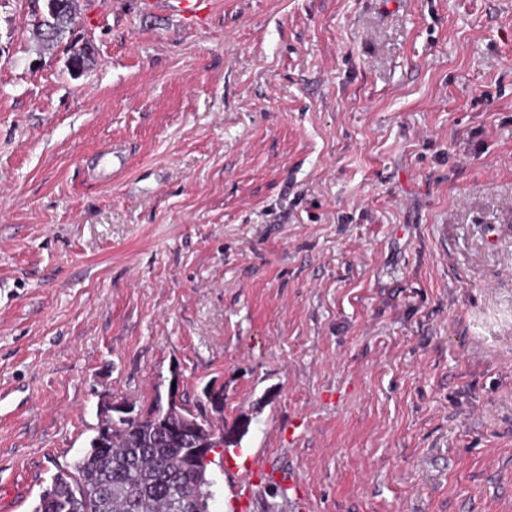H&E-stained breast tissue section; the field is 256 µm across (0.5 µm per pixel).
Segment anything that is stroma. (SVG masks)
<instances>
[{
  "label": "stroma",
  "instance_id": "stroma-1",
  "mask_svg": "<svg viewBox=\"0 0 512 512\" xmlns=\"http://www.w3.org/2000/svg\"><path fill=\"white\" fill-rule=\"evenodd\" d=\"M77 5L0 0V512L171 389L210 512H512V0ZM44 8L33 14V34L45 47L62 43L76 23L77 0H43Z\"/></svg>",
  "mask_w": 512,
  "mask_h": 512
}]
</instances>
